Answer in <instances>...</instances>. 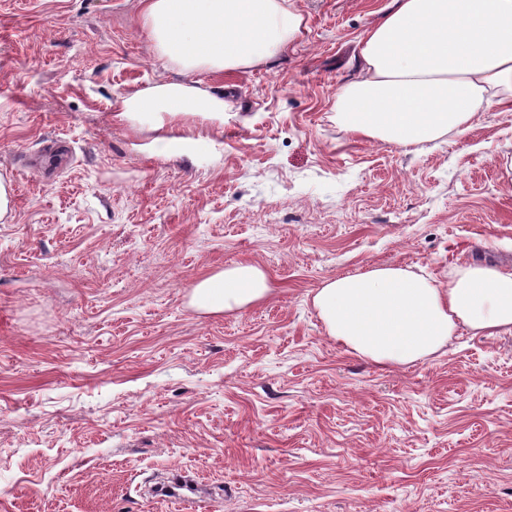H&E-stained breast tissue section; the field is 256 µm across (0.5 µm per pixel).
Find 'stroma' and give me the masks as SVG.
Instances as JSON below:
<instances>
[{"label": "stroma", "instance_id": "obj_1", "mask_svg": "<svg viewBox=\"0 0 512 512\" xmlns=\"http://www.w3.org/2000/svg\"><path fill=\"white\" fill-rule=\"evenodd\" d=\"M266 63L186 73L140 0H0V512H512V335L460 328L386 368L328 335L322 283L512 261V112L410 149L336 97L391 0H292ZM223 92L188 155L116 114L159 81ZM235 263L271 296L201 313ZM186 473L191 504L150 493Z\"/></svg>", "mask_w": 512, "mask_h": 512}]
</instances>
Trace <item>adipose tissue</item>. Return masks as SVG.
<instances>
[{
    "instance_id": "1",
    "label": "adipose tissue",
    "mask_w": 512,
    "mask_h": 512,
    "mask_svg": "<svg viewBox=\"0 0 512 512\" xmlns=\"http://www.w3.org/2000/svg\"><path fill=\"white\" fill-rule=\"evenodd\" d=\"M159 55L185 72L261 64L295 39L290 0H141ZM363 74L338 94L336 116L356 137L402 148L464 136L475 115L512 105V0H392L362 41ZM224 96L161 82L127 97L117 118L157 128L224 125ZM272 292L262 268L237 263L196 281L191 300L233 313ZM314 304L327 333L375 364L405 365L444 348L458 327L512 334V267L456 265L447 287L400 266L371 267L323 283Z\"/></svg>"
}]
</instances>
